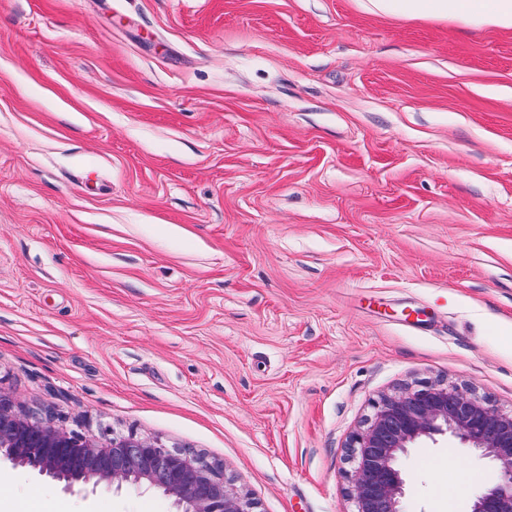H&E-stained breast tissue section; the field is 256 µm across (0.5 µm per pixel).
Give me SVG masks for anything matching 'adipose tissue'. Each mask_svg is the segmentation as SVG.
Instances as JSON below:
<instances>
[{
    "label": "adipose tissue",
    "mask_w": 512,
    "mask_h": 512,
    "mask_svg": "<svg viewBox=\"0 0 512 512\" xmlns=\"http://www.w3.org/2000/svg\"><path fill=\"white\" fill-rule=\"evenodd\" d=\"M375 13L512 28V0H369Z\"/></svg>",
    "instance_id": "1"
}]
</instances>
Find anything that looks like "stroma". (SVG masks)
Instances as JSON below:
<instances>
[{
  "mask_svg": "<svg viewBox=\"0 0 512 512\" xmlns=\"http://www.w3.org/2000/svg\"><path fill=\"white\" fill-rule=\"evenodd\" d=\"M420 381L512 409V28L368 0H0V388L355 512L349 437ZM404 512L488 459L423 439ZM0 512H174L0 462Z\"/></svg>",
  "mask_w": 512,
  "mask_h": 512,
  "instance_id": "obj_1",
  "label": "stroma"
}]
</instances>
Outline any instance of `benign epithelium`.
I'll use <instances>...</instances> for the list:
<instances>
[{"label": "benign epithelium", "mask_w": 512, "mask_h": 512, "mask_svg": "<svg viewBox=\"0 0 512 512\" xmlns=\"http://www.w3.org/2000/svg\"><path fill=\"white\" fill-rule=\"evenodd\" d=\"M451 436L490 459L489 483L468 512H512V411H502L456 385L421 383L383 395L349 440V494L356 512H402L406 480L398 460L421 438ZM65 483L157 489L176 512H255V502L224 467L134 431L99 435L68 430L18 405L0 390V458Z\"/></svg>", "instance_id": "7a95c632"}]
</instances>
